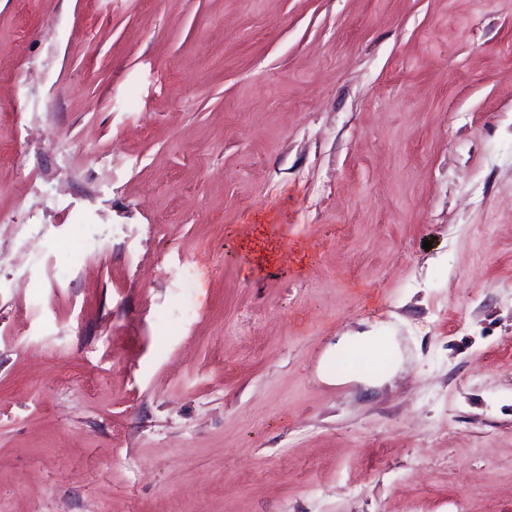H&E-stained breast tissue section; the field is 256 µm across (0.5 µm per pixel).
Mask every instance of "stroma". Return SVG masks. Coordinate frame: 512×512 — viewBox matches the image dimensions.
I'll return each mask as SVG.
<instances>
[{"mask_svg": "<svg viewBox=\"0 0 512 512\" xmlns=\"http://www.w3.org/2000/svg\"><path fill=\"white\" fill-rule=\"evenodd\" d=\"M0 96V512H512V0H0ZM341 352L348 356L360 358L363 355L375 356V366H361L360 364L350 374V377L362 380H380L389 376L398 366L400 355L397 352L390 336H373L358 334L356 336H343L337 344Z\"/></svg>", "mask_w": 512, "mask_h": 512, "instance_id": "1", "label": "stroma"}]
</instances>
